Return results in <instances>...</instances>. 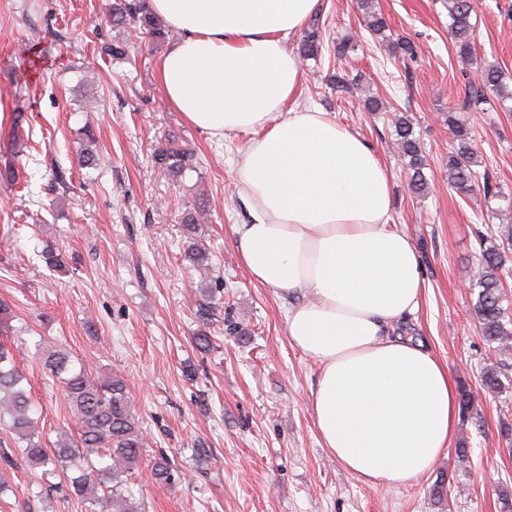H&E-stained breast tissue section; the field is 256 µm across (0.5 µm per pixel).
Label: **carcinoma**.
<instances>
[{
	"mask_svg": "<svg viewBox=\"0 0 512 512\" xmlns=\"http://www.w3.org/2000/svg\"><path fill=\"white\" fill-rule=\"evenodd\" d=\"M476 4L477 0H446L448 33L457 55L476 63L478 72V83L469 85L463 103L448 110L445 118L454 139L452 150L448 152V186L464 194L473 191L477 160L470 129L462 113L491 102L503 108L512 100V92L504 85L499 68L477 61L471 24ZM359 7L367 30L376 36L384 35L387 24L373 0H359ZM112 16L121 21L132 19V27L140 35L146 32L154 39L161 36V30L155 27L152 18L144 14L140 0H122L114 7ZM388 47L395 57L412 59L416 54L414 44L404 38L391 41ZM321 48L322 33L315 18L305 31L303 57L316 60ZM392 125L410 173L412 192L423 196L428 190L423 173L425 157L415 136L413 121L396 112ZM182 142V137L170 133L168 147L155 154L158 165L178 176L196 168L194 152L183 147ZM480 247L481 270L470 285L477 291L473 312L487 344H494L500 350L512 349V298L505 291L502 280L503 270L512 262V225L500 226L499 240L488 245L482 241ZM41 257L53 270L66 267L64 255L52 245L43 249ZM187 258L195 267L211 265L210 251L196 240L188 244ZM13 318L9 304L1 300V336L17 332L11 325ZM39 357L62 387L78 423V440L63 436L51 447L43 443L37 420L32 417L30 390L24 386L26 376L17 366L12 349L2 341L0 425L24 443V460L28 467H48L52 473L73 472L70 487L89 505V512H141V507L133 501L129 476L144 448V439L125 382L117 376L93 381L86 364L74 363L71 353L59 345L40 348ZM502 375L500 366L485 370L481 380L484 389L496 393L504 389Z\"/></svg>",
	"mask_w": 512,
	"mask_h": 512,
	"instance_id": "cac0c4a2",
	"label": "carcinoma"
}]
</instances>
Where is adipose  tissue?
<instances>
[{
	"mask_svg": "<svg viewBox=\"0 0 512 512\" xmlns=\"http://www.w3.org/2000/svg\"><path fill=\"white\" fill-rule=\"evenodd\" d=\"M179 32L161 57L165 103L209 136L245 134L237 164L251 221L232 232L250 279L288 302V341L319 369L308 404L329 456L404 488L450 447L456 385L399 333L423 297L420 257L391 226V177L368 143L296 104L287 40L321 0H146Z\"/></svg>",
	"mask_w": 512,
	"mask_h": 512,
	"instance_id": "adipose-tissue-1",
	"label": "adipose tissue"
}]
</instances>
